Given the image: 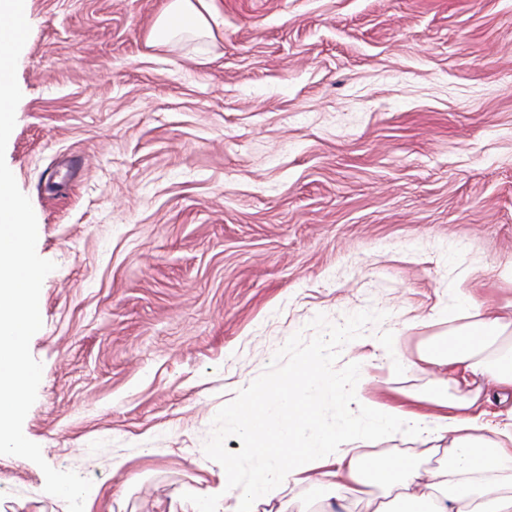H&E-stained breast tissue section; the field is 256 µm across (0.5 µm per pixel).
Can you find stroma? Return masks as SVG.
<instances>
[{"label": "stroma", "instance_id": "1", "mask_svg": "<svg viewBox=\"0 0 512 512\" xmlns=\"http://www.w3.org/2000/svg\"><path fill=\"white\" fill-rule=\"evenodd\" d=\"M166 3L29 0L17 64L5 157L56 264L23 432L94 512L205 494L225 404L300 358L432 392L448 324L410 318L512 299V0H215L213 36L150 44ZM44 484L0 457V512H67Z\"/></svg>", "mask_w": 512, "mask_h": 512}]
</instances>
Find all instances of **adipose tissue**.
Returning <instances> with one entry per match:
<instances>
[{"instance_id":"1","label":"adipose tissue","mask_w":512,"mask_h":512,"mask_svg":"<svg viewBox=\"0 0 512 512\" xmlns=\"http://www.w3.org/2000/svg\"><path fill=\"white\" fill-rule=\"evenodd\" d=\"M213 0H168L149 39L171 42L181 30L212 34ZM433 318L452 321L447 343L421 349L422 363L446 373L421 409L392 405L365 391L366 366L339 381L321 361L297 360L288 382L296 399L269 386L224 410L221 429L245 448L217 474L205 499L182 512H336V496L290 501L291 486H336L369 495L371 512H512V422L488 425L480 409L489 390L512 391V301L494 307L456 288ZM433 443L442 462L368 456L377 441Z\"/></svg>"}]
</instances>
